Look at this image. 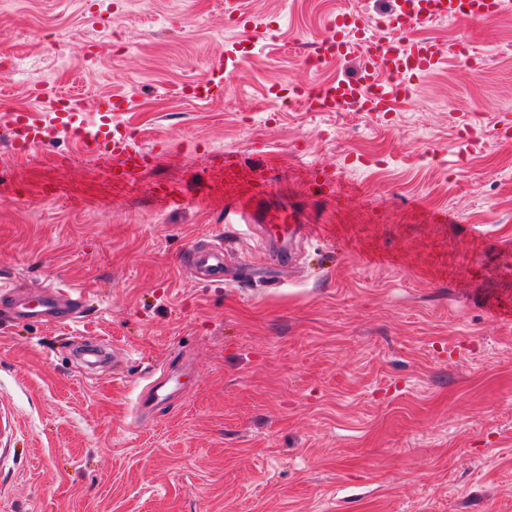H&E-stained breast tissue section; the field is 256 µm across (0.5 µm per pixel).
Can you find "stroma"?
<instances>
[{
  "mask_svg": "<svg viewBox=\"0 0 512 512\" xmlns=\"http://www.w3.org/2000/svg\"><path fill=\"white\" fill-rule=\"evenodd\" d=\"M102 2L123 48L89 64V0H0L26 62L0 110L124 96L151 153L117 181L71 138L14 158L0 131V277L90 294L68 327L0 299V512H512V14L419 25L484 69L450 54L383 118L269 88L355 76L305 54L328 15L388 0H246L272 32L203 100L186 87L242 38L224 0ZM251 224L311 235L275 263ZM219 242L227 280L191 277ZM154 373L177 384L160 410Z\"/></svg>",
  "mask_w": 512,
  "mask_h": 512,
  "instance_id": "stroma-1",
  "label": "stroma"
}]
</instances>
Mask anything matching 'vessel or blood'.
<instances>
[{
  "label": "vessel or blood",
  "mask_w": 512,
  "mask_h": 512,
  "mask_svg": "<svg viewBox=\"0 0 512 512\" xmlns=\"http://www.w3.org/2000/svg\"><path fill=\"white\" fill-rule=\"evenodd\" d=\"M512 13V0H395L394 9L380 15L376 24L378 34H371L362 14L342 11L327 22V33L317 39L313 48L320 60L334 61L349 58L358 45L370 50L360 56L357 77L339 79L318 89L303 92L300 86H290L295 96H306L315 112H362L368 115H388L399 104L410 101L419 77L435 69L445 58L447 49L441 42L413 36L414 25L434 19H470L492 21ZM226 23L243 29L248 44H256L265 36L263 26L257 25L245 7L244 0H224ZM243 58L235 51H225L212 67L208 81L193 84L194 97L205 98L224 90V76L235 71ZM36 99L45 101L48 108L37 113L29 110L9 112L7 121L14 136L10 141L11 154L23 157L30 152L53 144L61 136L74 135L87 157L105 160L109 170L117 171L119 179L136 176L146 162L130 136L126 123L117 115L129 111L130 102L124 97L107 100L96 121H89L81 99H69L59 105L43 90H34ZM191 269L220 280L224 277V251L196 250L189 254ZM21 316L35 318L54 325L72 322L73 306L61 305L54 291H44L34 305H20Z\"/></svg>",
  "instance_id": "1"
}]
</instances>
